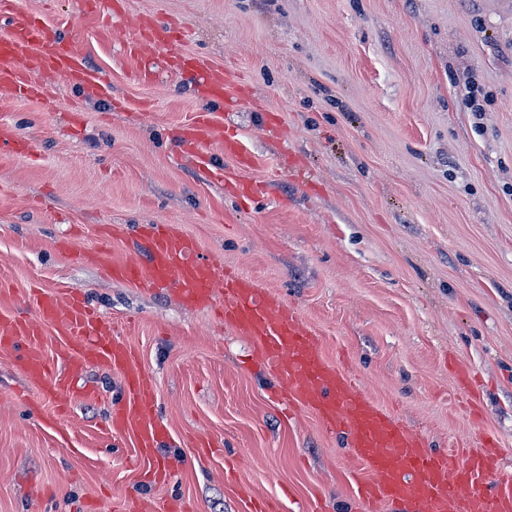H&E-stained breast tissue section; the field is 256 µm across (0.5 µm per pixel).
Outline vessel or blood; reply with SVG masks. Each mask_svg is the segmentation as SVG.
Here are the masks:
<instances>
[{
  "instance_id": "1",
  "label": "vessel or blood",
  "mask_w": 512,
  "mask_h": 512,
  "mask_svg": "<svg viewBox=\"0 0 512 512\" xmlns=\"http://www.w3.org/2000/svg\"><path fill=\"white\" fill-rule=\"evenodd\" d=\"M135 27L138 34L128 45L131 53L150 45L166 46L174 69L196 74L200 98L224 104L229 111L239 106L242 88L237 73L215 69L184 52V23L139 19ZM37 72L65 75L93 98L111 96L105 73L89 69L81 54L67 47L41 18L22 11L19 0H0V89L24 98H45V87L33 78ZM177 142L206 171L211 168L208 148L219 143L225 156L237 162L236 168L223 171L225 183L245 197L260 190V183L239 175L242 169L256 167L257 159L210 114H195L178 131ZM0 153L28 158L33 147L0 128ZM137 233L145 242L146 262H112L102 247L86 253V260L146 292L169 285L188 306H218L225 324L253 341L256 359L275 378L283 398L312 413L327 433L343 437L365 471L360 483L363 512H376L382 502L400 505L401 512H512V472L502 470L496 444L473 452L433 450L420 433L381 408L343 366L325 357L318 333L297 308L261 291L247 277L220 272L215 261L201 255L194 239L178 235L172 225L142 224ZM33 306L30 317L0 315V348L15 351L18 368L43 398L59 408L73 394L69 373L88 365L119 373L123 399L112 412V432L132 434L136 461L145 467L149 480L167 478L169 469L156 456L168 435L159 419L157 382L140 366L135 351L113 337L110 322L77 292L41 289L33 295ZM53 324L64 341L51 360L32 344L44 326Z\"/></svg>"
}]
</instances>
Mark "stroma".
<instances>
[{
	"label": "stroma",
	"mask_w": 512,
	"mask_h": 512,
	"mask_svg": "<svg viewBox=\"0 0 512 512\" xmlns=\"http://www.w3.org/2000/svg\"><path fill=\"white\" fill-rule=\"evenodd\" d=\"M106 72L111 99H86L61 75L51 99L0 91V127L35 156L0 155V313L24 314L31 289L67 286L111 318L158 384L176 462L165 484L129 464L113 434L119 374L93 367L62 422L51 403L14 402L26 382L0 352V512H113L137 494L146 512L183 498L194 512H241L225 479L282 512H357L360 465L317 420L279 405L251 364L252 341L165 290L143 293L82 259L119 226L113 260L139 258L135 228L171 224L202 253L298 307L328 357L345 353L364 389L396 407L433 448L493 433L512 467V0H20ZM166 15L185 44L237 72V110L197 99L165 48L126 52L133 19ZM149 80H140L143 71ZM484 112H469L467 79ZM234 129L258 158L239 198L177 153L194 111ZM280 136L265 133L267 111ZM81 122L72 125L71 112ZM480 379L481 423L446 360ZM212 455L198 452L201 440Z\"/></svg>",
	"instance_id": "stroma-1"
}]
</instances>
